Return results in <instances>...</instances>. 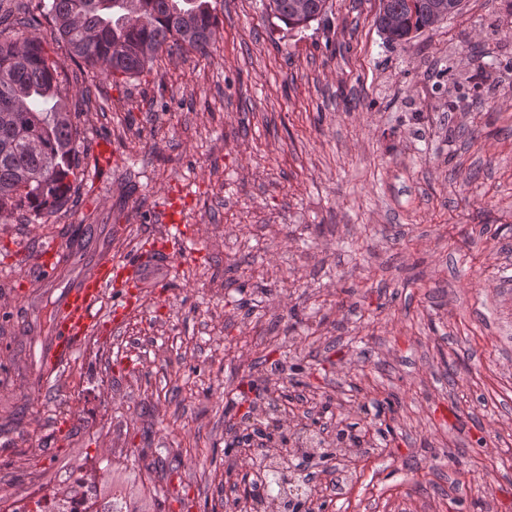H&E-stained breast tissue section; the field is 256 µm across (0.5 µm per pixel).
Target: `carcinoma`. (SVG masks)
I'll return each instance as SVG.
<instances>
[{"label": "carcinoma", "mask_w": 512, "mask_h": 512, "mask_svg": "<svg viewBox=\"0 0 512 512\" xmlns=\"http://www.w3.org/2000/svg\"><path fill=\"white\" fill-rule=\"evenodd\" d=\"M268 0L267 16L292 31L326 14L327 0ZM439 0H380L377 25L389 45L432 27ZM401 17L400 27L385 20ZM49 27L70 57L116 78L149 69L156 54L204 53L218 25L212 0H37L22 16L0 13V221L29 224L71 199L67 178L79 161L80 131L63 95V68L38 38L16 27Z\"/></svg>", "instance_id": "carcinoma-1"}]
</instances>
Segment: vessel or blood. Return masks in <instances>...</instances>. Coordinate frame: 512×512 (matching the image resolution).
<instances>
[{
  "label": "vessel or blood",
  "mask_w": 512,
  "mask_h": 512,
  "mask_svg": "<svg viewBox=\"0 0 512 512\" xmlns=\"http://www.w3.org/2000/svg\"><path fill=\"white\" fill-rule=\"evenodd\" d=\"M69 258L70 251L65 246L53 243L45 247L37 257L44 280H53ZM138 270V265L120 262L106 254L65 292L56 306L53 336L42 351V380H49L94 328L97 323L95 307L103 291L108 288L125 291L135 287Z\"/></svg>",
  "instance_id": "obj_1"
}]
</instances>
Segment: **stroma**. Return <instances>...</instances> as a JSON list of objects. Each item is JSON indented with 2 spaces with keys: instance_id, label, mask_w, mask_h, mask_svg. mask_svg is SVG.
Listing matches in <instances>:
<instances>
[{
  "instance_id": "35a3bbf8",
  "label": "stroma",
  "mask_w": 512,
  "mask_h": 512,
  "mask_svg": "<svg viewBox=\"0 0 512 512\" xmlns=\"http://www.w3.org/2000/svg\"><path fill=\"white\" fill-rule=\"evenodd\" d=\"M216 7L206 53L128 80L52 46L80 163L71 203L0 223V489L118 448L116 480L149 468L162 512H236L235 438L277 424L325 439L301 483L322 512H512V0H463L397 47L379 0H328L299 31L262 0ZM174 191L197 241L142 264L120 324L106 290L101 328L40 382L58 298L168 236ZM77 236L68 276L32 289L37 252ZM353 422L368 455L335 445Z\"/></svg>"
}]
</instances>
